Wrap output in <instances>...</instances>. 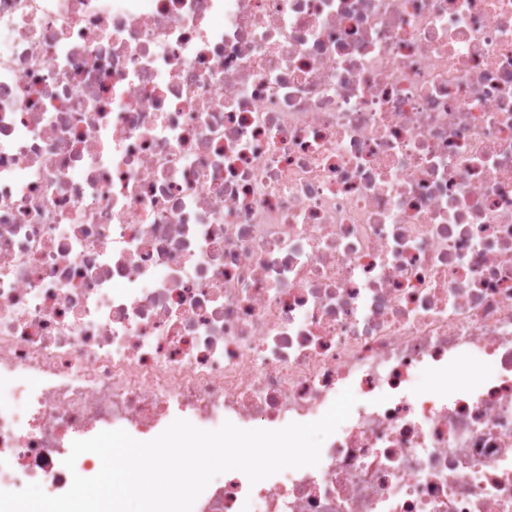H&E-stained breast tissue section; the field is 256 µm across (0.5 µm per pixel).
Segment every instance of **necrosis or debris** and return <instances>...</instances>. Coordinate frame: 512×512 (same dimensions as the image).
Here are the masks:
<instances>
[{
    "label": "necrosis or debris",
    "mask_w": 512,
    "mask_h": 512,
    "mask_svg": "<svg viewBox=\"0 0 512 512\" xmlns=\"http://www.w3.org/2000/svg\"><path fill=\"white\" fill-rule=\"evenodd\" d=\"M347 388L193 512H512V0H0V490Z\"/></svg>",
    "instance_id": "obj_1"
}]
</instances>
